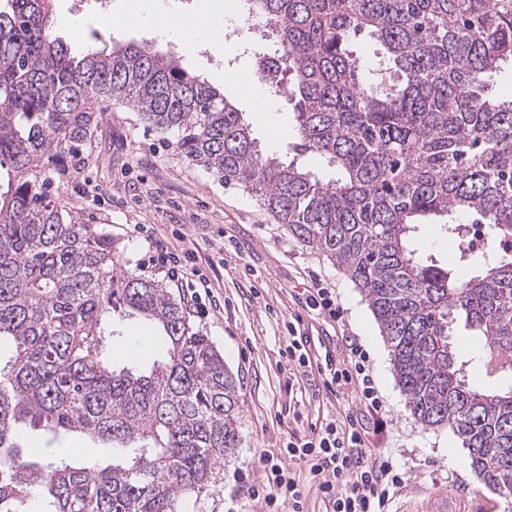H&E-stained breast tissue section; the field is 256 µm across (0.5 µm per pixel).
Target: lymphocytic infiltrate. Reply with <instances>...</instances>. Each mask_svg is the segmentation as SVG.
<instances>
[{"mask_svg": "<svg viewBox=\"0 0 512 512\" xmlns=\"http://www.w3.org/2000/svg\"><path fill=\"white\" fill-rule=\"evenodd\" d=\"M328 390L358 388L367 410H380L382 403L366 366L361 345L350 343L346 359L335 360L324 351L318 365ZM285 453L305 466L304 477H297L286 466L259 456L262 470L260 496L266 512H306L304 485L316 486L328 512H390L396 488L402 478L389 461L369 448L364 433L354 420L328 422L305 440L288 442Z\"/></svg>", "mask_w": 512, "mask_h": 512, "instance_id": "1", "label": "lymphocytic infiltrate"}]
</instances>
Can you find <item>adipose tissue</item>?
Here are the masks:
<instances>
[{
    "mask_svg": "<svg viewBox=\"0 0 512 512\" xmlns=\"http://www.w3.org/2000/svg\"><path fill=\"white\" fill-rule=\"evenodd\" d=\"M209 11L212 15L209 26L195 31L173 0H120L113 13L112 22L123 28L149 29L163 39L181 41L190 49L203 39L220 49L224 46V7L218 0H211Z\"/></svg>",
    "mask_w": 512,
    "mask_h": 512,
    "instance_id": "1",
    "label": "adipose tissue"
}]
</instances>
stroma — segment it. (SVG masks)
I'll use <instances>...</instances> for the list:
<instances>
[{"label":"stroma","instance_id":"stroma-1","mask_svg":"<svg viewBox=\"0 0 512 512\" xmlns=\"http://www.w3.org/2000/svg\"><path fill=\"white\" fill-rule=\"evenodd\" d=\"M54 3L57 14L81 21L83 44L145 37L144 32L113 26L111 8L118 0H109L105 10L97 0ZM263 51V46L236 41L228 52L205 45L183 55L192 71L244 109L262 150L277 152L284 162L296 161L315 176H333L324 158L295 153V122L285 96L275 98L273 111L251 110V78ZM101 107L105 120L88 164L50 191L81 222L99 225L124 267L142 277L165 282L162 273L147 265L152 244L192 251L184 284L165 282L166 288L188 310L194 326L210 336L238 382L241 445L224 465L223 483L191 512H261L251 496L260 479L259 455H278L289 438L352 413L361 415L371 445L392 459L403 477L393 512H507L512 507L478 477L457 436L445 427L425 428L409 415L368 302L336 266L288 235L254 196L186 160L173 137L148 128L133 108L112 101ZM416 242L422 256L455 266L460 278L470 276V266L459 262L457 249L439 225H421ZM310 275L334 289L342 321L304 307L302 290ZM202 280L207 291L195 292V283ZM293 321L308 335L306 348L312 354L325 345L341 360L347 337L359 340L384 401L379 413H367L355 389L331 394L318 371L291 373L287 326ZM119 327L123 337L109 344L114 364L149 368L165 348L163 339L133 320L121 321ZM453 343L468 362L470 385L487 392L512 387L510 376L485 374L478 361V337L459 328ZM452 453L458 463L449 462Z\"/></svg>","mask_w":512,"mask_h":512}]
</instances>
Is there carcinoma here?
<instances>
[{
  "mask_svg": "<svg viewBox=\"0 0 512 512\" xmlns=\"http://www.w3.org/2000/svg\"><path fill=\"white\" fill-rule=\"evenodd\" d=\"M249 2L274 26L266 57L288 71L296 147L330 180L262 155L244 112L180 57L149 42L75 55L52 0H0V512H186L240 445L237 380L209 336L49 193L91 156L105 99L321 251L368 301L409 414L459 437L487 486L512 481V390L469 386L449 340L461 324L486 373L512 371V100L488 89L512 62V0ZM362 33L383 47L366 68L349 49ZM462 216L489 228L465 280L413 239ZM118 308L165 337L147 372L105 355ZM32 433L46 453L28 451ZM72 438L112 463L52 447Z\"/></svg>",
  "mask_w": 512,
  "mask_h": 512,
  "instance_id": "carcinoma-1",
  "label": "carcinoma"
}]
</instances>
